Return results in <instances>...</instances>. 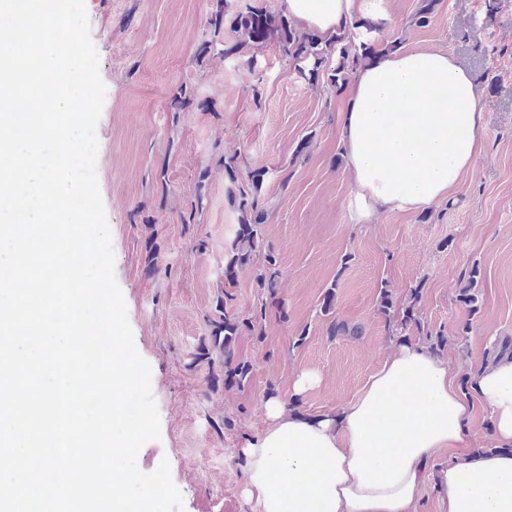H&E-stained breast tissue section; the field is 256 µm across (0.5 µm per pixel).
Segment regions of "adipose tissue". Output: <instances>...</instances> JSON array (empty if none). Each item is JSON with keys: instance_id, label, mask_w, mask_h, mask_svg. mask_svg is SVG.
I'll use <instances>...</instances> for the list:
<instances>
[{"instance_id": "adipose-tissue-1", "label": "adipose tissue", "mask_w": 512, "mask_h": 512, "mask_svg": "<svg viewBox=\"0 0 512 512\" xmlns=\"http://www.w3.org/2000/svg\"><path fill=\"white\" fill-rule=\"evenodd\" d=\"M292 19L322 36L359 19L380 21L387 0H286ZM362 221L412 212L448 197L479 152V90L448 53L378 54L354 75L338 115ZM473 391L496 447L464 449L472 407L448 362L426 346L397 345L355 399L307 416L284 398L264 402L267 424L237 453L258 512H415L428 482L442 512H512V356L480 366ZM447 465L430 470L442 449Z\"/></svg>"}]
</instances>
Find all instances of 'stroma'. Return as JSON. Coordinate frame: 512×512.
<instances>
[{"mask_svg":"<svg viewBox=\"0 0 512 512\" xmlns=\"http://www.w3.org/2000/svg\"><path fill=\"white\" fill-rule=\"evenodd\" d=\"M215 4L84 0L105 85L96 172L114 278L161 420L160 437L141 447L136 465L150 473L168 463L183 512H256L232 451L265 427L268 389L286 397L298 372L319 373L320 386L297 399L300 412L315 413L352 400L399 336L423 344L444 335L440 353L458 381L512 340V0H437L424 27L413 20L420 0H389L378 47L441 50L476 80L496 82L480 90L482 149L450 197L383 211L367 224L348 206L354 186L337 131L344 94L329 93L325 78H299L274 39L246 57L201 55ZM182 88L192 98L178 105ZM306 137L310 146L300 148ZM232 154L242 172L266 173L264 249L233 293L239 315L263 308L267 317L263 341H238L250 382L213 390L219 364L193 355L224 294V248L238 217L224 176ZM269 254L280 271L272 298L254 282ZM474 267L480 310L470 317L456 295ZM416 286L420 322L393 332L378 311L379 290L399 306ZM331 287L333 317L361 326L362 336H328L321 304Z\"/></svg>","mask_w":512,"mask_h":512,"instance_id":"1","label":"stroma"}]
</instances>
